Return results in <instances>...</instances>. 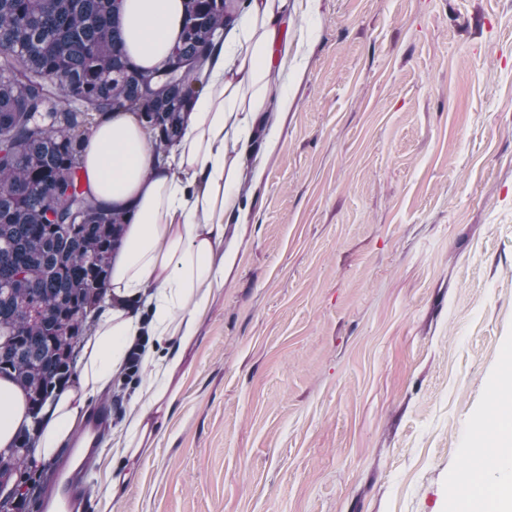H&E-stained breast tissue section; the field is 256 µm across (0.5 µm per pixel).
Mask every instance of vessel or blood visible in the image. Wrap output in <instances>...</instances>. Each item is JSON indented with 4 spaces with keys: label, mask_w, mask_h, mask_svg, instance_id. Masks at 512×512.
I'll return each instance as SVG.
<instances>
[{
    "label": "vessel or blood",
    "mask_w": 512,
    "mask_h": 512,
    "mask_svg": "<svg viewBox=\"0 0 512 512\" xmlns=\"http://www.w3.org/2000/svg\"><path fill=\"white\" fill-rule=\"evenodd\" d=\"M93 455V449L74 448L56 464L55 479L44 502L45 512H91L83 477Z\"/></svg>",
    "instance_id": "obj_1"
}]
</instances>
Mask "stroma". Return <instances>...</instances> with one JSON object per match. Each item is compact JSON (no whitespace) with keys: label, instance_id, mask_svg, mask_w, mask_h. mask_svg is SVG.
<instances>
[{"label":"stroma","instance_id":"stroma-1","mask_svg":"<svg viewBox=\"0 0 512 512\" xmlns=\"http://www.w3.org/2000/svg\"><path fill=\"white\" fill-rule=\"evenodd\" d=\"M293 104L138 478L93 512H454L512 349V0H289Z\"/></svg>","mask_w":512,"mask_h":512}]
</instances>
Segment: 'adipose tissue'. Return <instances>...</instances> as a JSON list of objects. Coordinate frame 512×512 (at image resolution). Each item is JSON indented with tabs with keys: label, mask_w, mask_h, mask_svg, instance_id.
Segmentation results:
<instances>
[{
	"label": "adipose tissue",
	"mask_w": 512,
	"mask_h": 512,
	"mask_svg": "<svg viewBox=\"0 0 512 512\" xmlns=\"http://www.w3.org/2000/svg\"><path fill=\"white\" fill-rule=\"evenodd\" d=\"M183 0H125L126 50L143 69L165 60L179 40ZM288 0H250L246 13L202 69L207 80L186 117L182 137L158 158L136 117L108 116L88 134L83 165L90 189L110 206L133 210L124 243L110 259L108 298L80 345L73 387L47 406L34 461L48 462L86 416L91 398L121 373L141 333L151 377L127 412L116 440L99 452L135 459L150 452L180 394L174 377L198 342L201 322L233 270L240 243L227 233L243 208L237 192L262 127H275L290 100L273 87L287 77L291 47L283 38ZM24 393L0 379V448L30 424ZM457 480V512H512V410L487 422Z\"/></svg>",
	"instance_id": "obj_1"
}]
</instances>
